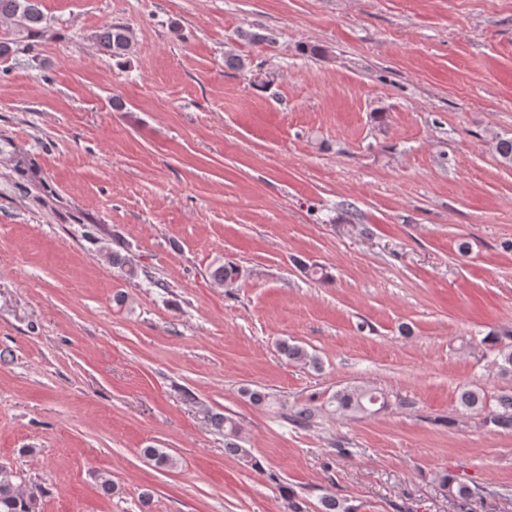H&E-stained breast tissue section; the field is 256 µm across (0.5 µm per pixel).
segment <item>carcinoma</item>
<instances>
[{"label": "carcinoma", "mask_w": 512, "mask_h": 512, "mask_svg": "<svg viewBox=\"0 0 512 512\" xmlns=\"http://www.w3.org/2000/svg\"><path fill=\"white\" fill-rule=\"evenodd\" d=\"M0 19L11 21L15 28L29 33H41L48 25L41 9V0H0ZM101 51L120 60L131 52L132 41L128 28L122 24L104 27L96 38ZM240 270L231 262L216 266L212 278L219 284L229 286L239 279ZM482 342L495 353L494 363L504 371H512V349L496 347L497 340L489 334ZM279 352L286 359L316 367L319 359L301 345L284 341L279 344ZM390 405L388 396L372 388L362 386L345 387L336 391L327 404L317 407L301 403L289 409L287 419L296 426L308 427L314 423L320 413L349 416L353 419L364 418L379 413ZM458 405L463 412H481L483 423L496 428L512 431V393L499 396L495 403L486 401L480 388H465L458 397ZM212 424L224 432V447L229 454L242 459L248 458V451L241 445V426L231 415L214 414ZM143 454L161 469L176 467V459L160 448H145ZM442 486L448 495L462 502H468L478 495L477 489L446 474L441 476ZM43 490L27 482L25 475L18 469L0 465V512H41ZM319 512H353V509L334 495L321 498Z\"/></svg>", "instance_id": "obj_1"}]
</instances>
